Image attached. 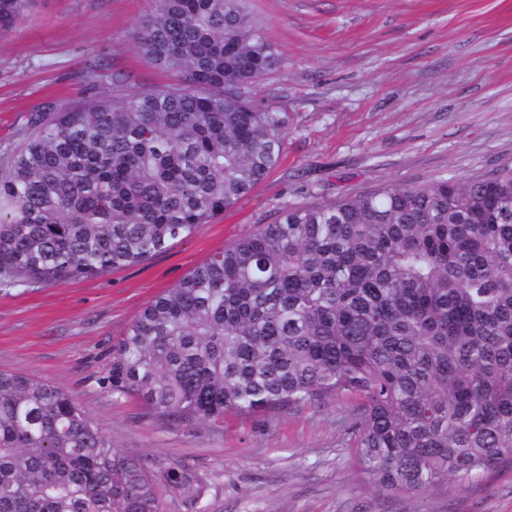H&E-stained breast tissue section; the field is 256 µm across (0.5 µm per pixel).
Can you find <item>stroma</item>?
Masks as SVG:
<instances>
[{
  "mask_svg": "<svg viewBox=\"0 0 512 512\" xmlns=\"http://www.w3.org/2000/svg\"><path fill=\"white\" fill-rule=\"evenodd\" d=\"M150 0H34L0 34V157L31 113L132 93L165 75L129 37ZM281 62L251 86L288 115L279 164L189 239L136 265L59 285L0 287V371L71 392L115 448L199 481L162 512H512V466L463 490H377L352 464L342 394L224 423H176L112 392V356L160 292L284 205L387 182L467 180L512 163V0H250Z\"/></svg>",
  "mask_w": 512,
  "mask_h": 512,
  "instance_id": "1",
  "label": "stroma"
}]
</instances>
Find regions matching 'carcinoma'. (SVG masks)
<instances>
[{
    "label": "carcinoma",
    "instance_id": "carcinoma-1",
    "mask_svg": "<svg viewBox=\"0 0 512 512\" xmlns=\"http://www.w3.org/2000/svg\"><path fill=\"white\" fill-rule=\"evenodd\" d=\"M246 0H153L132 28L171 82L31 118L0 165V285L62 283L192 237L280 161L286 112L231 97L279 52ZM32 0H0V32ZM112 392L217 423L340 394L353 460L423 495L512 465V164L281 208L147 303ZM198 481L121 454L66 389L0 372V512H160Z\"/></svg>",
    "mask_w": 512,
    "mask_h": 512
}]
</instances>
